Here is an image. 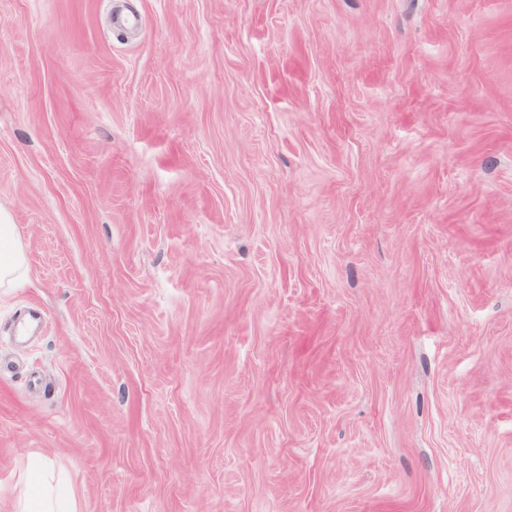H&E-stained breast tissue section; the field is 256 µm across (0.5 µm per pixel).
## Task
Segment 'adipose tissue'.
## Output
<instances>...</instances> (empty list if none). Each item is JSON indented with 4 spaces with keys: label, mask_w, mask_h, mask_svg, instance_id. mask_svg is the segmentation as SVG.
Instances as JSON below:
<instances>
[{
    "label": "adipose tissue",
    "mask_w": 512,
    "mask_h": 512,
    "mask_svg": "<svg viewBox=\"0 0 512 512\" xmlns=\"http://www.w3.org/2000/svg\"><path fill=\"white\" fill-rule=\"evenodd\" d=\"M25 271L26 258L13 217L0 208V288L11 287ZM14 512H78L69 482L46 456H30L25 486Z\"/></svg>",
    "instance_id": "obj_1"
}]
</instances>
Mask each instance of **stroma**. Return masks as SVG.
<instances>
[{"label":"stroma","instance_id":"stroma-1","mask_svg":"<svg viewBox=\"0 0 512 512\" xmlns=\"http://www.w3.org/2000/svg\"><path fill=\"white\" fill-rule=\"evenodd\" d=\"M0 512H512V0H0ZM26 271V258L12 214L0 208V288H9ZM14 512H79L72 488L65 476L55 470L42 454L30 456L24 490Z\"/></svg>","mask_w":512,"mask_h":512}]
</instances>
